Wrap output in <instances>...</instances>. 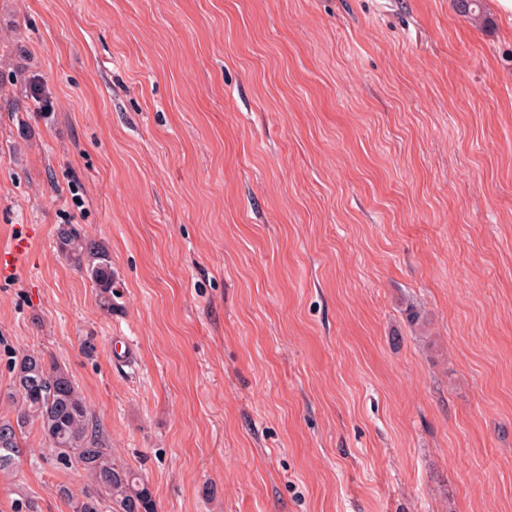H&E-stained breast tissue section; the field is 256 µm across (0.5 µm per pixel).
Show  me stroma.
<instances>
[{
  "label": "stroma",
  "instance_id": "1",
  "mask_svg": "<svg viewBox=\"0 0 512 512\" xmlns=\"http://www.w3.org/2000/svg\"><path fill=\"white\" fill-rule=\"evenodd\" d=\"M483 14L0 0V248L30 242L0 417L8 353H44L158 512H512V13ZM20 442L0 512H73ZM57 246L78 270L87 272L98 290L100 306L112 311L117 304L112 300L115 287L112 261L108 252L96 245L82 230L73 224H61L57 228Z\"/></svg>",
  "mask_w": 512,
  "mask_h": 512
}]
</instances>
